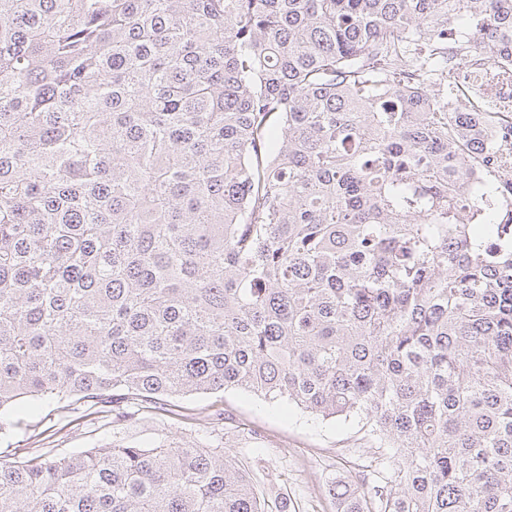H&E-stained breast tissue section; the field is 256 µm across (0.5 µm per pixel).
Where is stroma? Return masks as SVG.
<instances>
[{"label": "stroma", "instance_id": "obj_1", "mask_svg": "<svg viewBox=\"0 0 512 512\" xmlns=\"http://www.w3.org/2000/svg\"><path fill=\"white\" fill-rule=\"evenodd\" d=\"M36 431L45 432L46 447L61 455L97 441L151 445L199 440L231 452L249 469L266 504L287 498L288 512H336L330 487L345 478L358 486L370 483L380 455L357 424L322 420L287 401L269 402L235 388L177 399L172 414L142 410L93 424L46 402L37 413L23 415L13 440L18 447H31Z\"/></svg>", "mask_w": 512, "mask_h": 512}]
</instances>
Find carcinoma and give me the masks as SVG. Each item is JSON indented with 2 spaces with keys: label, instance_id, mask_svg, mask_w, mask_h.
<instances>
[{
  "label": "carcinoma",
  "instance_id": "carcinoma-1",
  "mask_svg": "<svg viewBox=\"0 0 512 512\" xmlns=\"http://www.w3.org/2000/svg\"><path fill=\"white\" fill-rule=\"evenodd\" d=\"M512 0H0V441L228 388L361 425L337 512H512L489 113L430 93ZM0 512H268L201 442L0 450Z\"/></svg>",
  "mask_w": 512,
  "mask_h": 512
}]
</instances>
